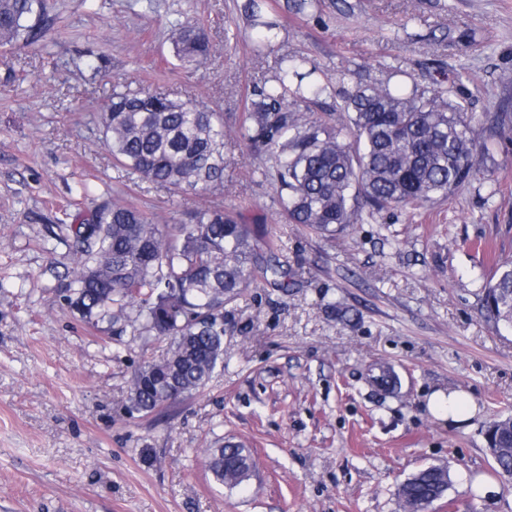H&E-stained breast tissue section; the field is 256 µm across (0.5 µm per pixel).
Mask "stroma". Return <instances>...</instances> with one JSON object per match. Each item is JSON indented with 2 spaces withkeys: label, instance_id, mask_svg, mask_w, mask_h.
Segmentation results:
<instances>
[{
  "label": "stroma",
  "instance_id": "35a3bbf8",
  "mask_svg": "<svg viewBox=\"0 0 512 512\" xmlns=\"http://www.w3.org/2000/svg\"><path fill=\"white\" fill-rule=\"evenodd\" d=\"M53 0L35 46L0 54V512H402L399 486L429 465L451 484L427 512H512L487 428L512 416V330L480 313L494 264L512 259V140L451 200L393 209L321 237L284 223L268 158L241 127L254 88L284 55L308 57L336 93L395 76L406 89L464 72L451 100L474 115L512 97V0H272L281 23L252 51L246 0ZM207 33L187 70L169 23ZM106 62V74L95 71ZM223 112L225 207L267 229L287 288L255 280L224 307V365L207 386L130 415V381L167 341L92 324L66 301L63 226L121 197L171 223L200 205L112 166L100 115L114 80ZM392 369L395 393L369 372ZM467 392L458 426L433 395ZM242 443L251 479L214 483L203 449Z\"/></svg>",
  "mask_w": 512,
  "mask_h": 512
}]
</instances>
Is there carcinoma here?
<instances>
[{"label":"carcinoma","instance_id":"carcinoma-1","mask_svg":"<svg viewBox=\"0 0 512 512\" xmlns=\"http://www.w3.org/2000/svg\"><path fill=\"white\" fill-rule=\"evenodd\" d=\"M245 12L259 36L256 50L278 38L266 0H247ZM49 26L47 0H0V48L34 44ZM170 29L180 62H209L203 28L178 18ZM305 84L316 98L331 93L306 57H281L272 83L253 91L245 122L253 151L274 160L262 174L277 185L285 221L320 236H334L366 215L451 199L512 136L511 101L484 115L476 138L473 116L440 88L409 94L387 84L358 86L336 111L313 118ZM102 123V144L116 168L173 195L224 191V113L146 87L120 86ZM66 231L75 253L70 307L83 319L116 324L126 305L137 302L145 331L168 340L160 358L144 361L133 374L132 414H152L210 381L224 365V305L256 275L288 287V266L275 257L274 240L220 202L186 209L176 223L160 225L114 198ZM482 308L512 327L511 259L497 262ZM488 432L497 447L495 471L512 477V420H495ZM207 465L217 484L235 488L250 478L253 459L249 449L228 442L207 450ZM446 486L447 467L420 469L399 488L403 512Z\"/></svg>","mask_w":512,"mask_h":512}]
</instances>
